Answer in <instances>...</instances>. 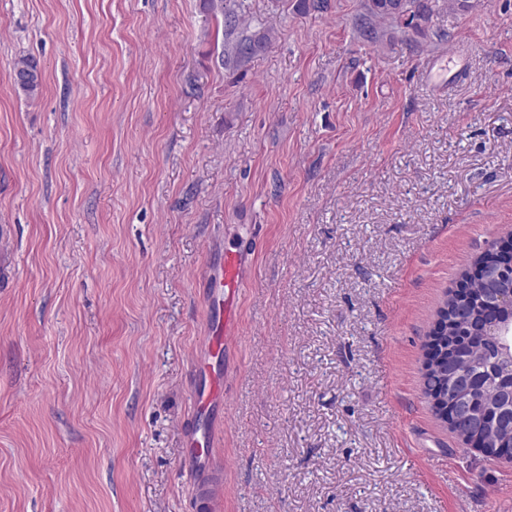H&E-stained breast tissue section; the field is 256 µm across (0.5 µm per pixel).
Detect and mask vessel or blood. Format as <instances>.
Segmentation results:
<instances>
[{
	"label": "vessel or blood",
	"instance_id": "vessel-or-blood-1",
	"mask_svg": "<svg viewBox=\"0 0 512 512\" xmlns=\"http://www.w3.org/2000/svg\"><path fill=\"white\" fill-rule=\"evenodd\" d=\"M252 260L248 253L237 248L225 250L222 265L214 268L206 290L208 306L207 336L204 352L197 356L196 372H209L210 359H224L227 352L236 344L240 334L239 304L244 286L249 278ZM208 388L196 391L194 404L197 411L211 412L216 403L224 399V372L209 373ZM184 445L188 457L200 460L209 457L214 440L211 433H199L198 429H188Z\"/></svg>",
	"mask_w": 512,
	"mask_h": 512
}]
</instances>
